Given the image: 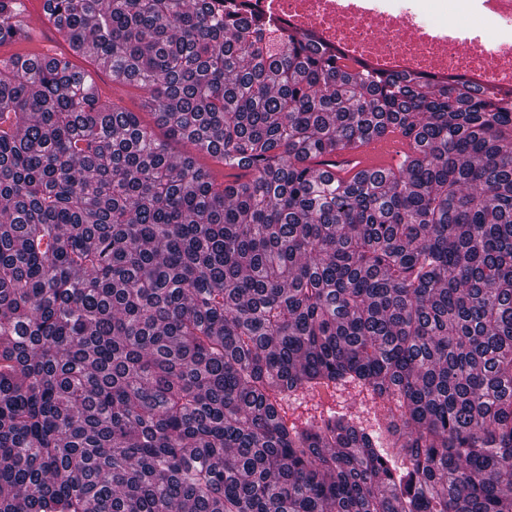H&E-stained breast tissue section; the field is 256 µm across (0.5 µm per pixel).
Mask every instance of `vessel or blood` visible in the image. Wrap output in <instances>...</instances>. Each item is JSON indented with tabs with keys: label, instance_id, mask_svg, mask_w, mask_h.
I'll use <instances>...</instances> for the list:
<instances>
[{
	"label": "vessel or blood",
	"instance_id": "vessel-or-blood-1",
	"mask_svg": "<svg viewBox=\"0 0 512 512\" xmlns=\"http://www.w3.org/2000/svg\"><path fill=\"white\" fill-rule=\"evenodd\" d=\"M25 39L31 46L29 59L41 61L53 57V49L38 28L28 30ZM409 150L408 140L394 131L339 152L336 156L337 173L349 178L360 171L387 170L393 168L401 155Z\"/></svg>",
	"mask_w": 512,
	"mask_h": 512
}]
</instances>
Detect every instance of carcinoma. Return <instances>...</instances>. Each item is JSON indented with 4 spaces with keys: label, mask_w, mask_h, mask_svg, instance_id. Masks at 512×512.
Masks as SVG:
<instances>
[{
    "label": "carcinoma",
    "mask_w": 512,
    "mask_h": 512,
    "mask_svg": "<svg viewBox=\"0 0 512 512\" xmlns=\"http://www.w3.org/2000/svg\"><path fill=\"white\" fill-rule=\"evenodd\" d=\"M43 14L245 174L63 55L0 60V512H512V90L239 0ZM393 130L396 168L325 170ZM346 383L395 400L379 435L280 418ZM72 60H74V63L79 67L85 69H97L96 85L98 92L102 97L112 100V102L117 103L127 110L138 112L142 121L145 124L152 126L159 138L167 140L172 155L178 156L189 152L194 154L196 153L191 145L185 141L168 138L166 130L162 127L156 126L154 115L143 107L142 94L137 88L127 85L123 86L112 84V77L109 73V68L106 62L100 60L97 65L94 59L90 57H78L77 59L73 58Z\"/></svg>",
    "instance_id": "1"
}]
</instances>
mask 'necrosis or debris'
<instances>
[{"label": "necrosis or debris", "mask_w": 512, "mask_h": 512, "mask_svg": "<svg viewBox=\"0 0 512 512\" xmlns=\"http://www.w3.org/2000/svg\"><path fill=\"white\" fill-rule=\"evenodd\" d=\"M383 68L512 86V0H254Z\"/></svg>", "instance_id": "4bbe7bcc"}]
</instances>
